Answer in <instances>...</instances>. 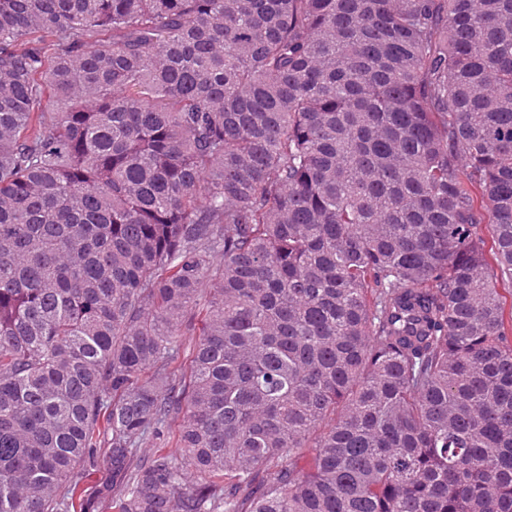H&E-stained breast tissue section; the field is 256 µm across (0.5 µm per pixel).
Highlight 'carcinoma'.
I'll return each mask as SVG.
<instances>
[{"mask_svg": "<svg viewBox=\"0 0 512 512\" xmlns=\"http://www.w3.org/2000/svg\"><path fill=\"white\" fill-rule=\"evenodd\" d=\"M507 278L512 0H0V512H512Z\"/></svg>", "mask_w": 512, "mask_h": 512, "instance_id": "cac0c4a2", "label": "carcinoma"}]
</instances>
